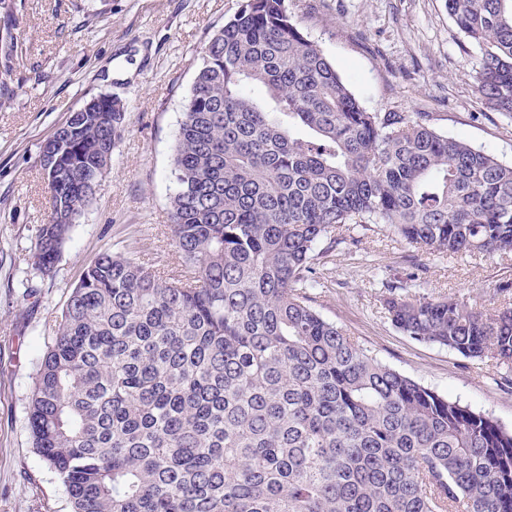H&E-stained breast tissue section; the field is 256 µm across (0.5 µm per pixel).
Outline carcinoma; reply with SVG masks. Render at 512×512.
<instances>
[{
    "label": "carcinoma",
    "instance_id": "obj_1",
    "mask_svg": "<svg viewBox=\"0 0 512 512\" xmlns=\"http://www.w3.org/2000/svg\"><path fill=\"white\" fill-rule=\"evenodd\" d=\"M512 117V0H447ZM260 85L256 100L248 87ZM40 147L53 268L125 126L95 97ZM178 275L105 251L71 289L29 405L72 512H512V429L383 363L311 305L336 229L512 254V164L419 112H369L286 0H244L202 51L172 154ZM418 342L512 365L493 310L384 284Z\"/></svg>",
    "mask_w": 512,
    "mask_h": 512
}]
</instances>
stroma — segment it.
<instances>
[{
    "mask_svg": "<svg viewBox=\"0 0 512 512\" xmlns=\"http://www.w3.org/2000/svg\"><path fill=\"white\" fill-rule=\"evenodd\" d=\"M0 27L19 39L0 88V512H71L65 487L26 425L46 346L68 293L105 250L178 272L170 226L171 156L201 53L243 0H6ZM372 112L428 113L439 132L512 163V119L483 104L476 61L446 0H288ZM102 94L125 103L110 171L49 274L22 281L50 212L39 147L71 112ZM320 259L312 306L382 362L512 429V367L405 336L382 306V283L491 308L512 285V255L451 256L414 248L385 228L343 231Z\"/></svg>",
    "mask_w": 512,
    "mask_h": 512,
    "instance_id": "1",
    "label": "stroma"
}]
</instances>
